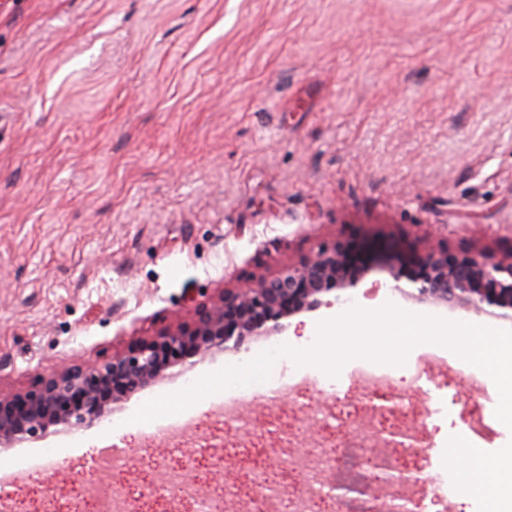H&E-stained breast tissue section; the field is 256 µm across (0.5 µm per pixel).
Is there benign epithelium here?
Wrapping results in <instances>:
<instances>
[{"instance_id":"7a95c632","label":"benign epithelium","mask_w":512,"mask_h":512,"mask_svg":"<svg viewBox=\"0 0 512 512\" xmlns=\"http://www.w3.org/2000/svg\"><path fill=\"white\" fill-rule=\"evenodd\" d=\"M371 270L349 264L344 246L320 248L271 278L240 288H225L196 308L189 328H178L141 342L91 366L74 365L38 381L20 400L0 396V447L40 439L49 428L87 430L101 423L124 393L154 382L162 371L197 356L241 347L248 336L288 329V318L325 304L333 290L357 287ZM394 290L417 302L464 306L477 315L512 320V253L493 258L481 252L450 256L427 252L418 270L393 276Z\"/></svg>"}]
</instances>
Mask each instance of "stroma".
Instances as JSON below:
<instances>
[{"label":"stroma","instance_id":"1","mask_svg":"<svg viewBox=\"0 0 512 512\" xmlns=\"http://www.w3.org/2000/svg\"><path fill=\"white\" fill-rule=\"evenodd\" d=\"M376 268L334 304L289 318L283 333L129 393L107 420L125 463L95 448L41 468L63 434L0 450L20 512L95 505L89 487L133 512H165L160 483L184 476L233 512L255 473L301 492L283 460L341 442L317 387L267 399L252 390L224 419L215 393L186 410L180 443L147 402L187 381L287 344L307 324L386 304L512 331L460 306L404 300L390 269L435 250L512 251V0H0V394L96 363L192 321L220 289L269 278L334 244ZM420 391L397 379L388 414L341 382L362 432L417 436L428 452L402 469L457 478L449 512L488 501L462 459L477 447L483 481L512 487V430L499 395L452 359ZM447 415L428 416L436 398Z\"/></svg>","mask_w":512,"mask_h":512}]
</instances>
